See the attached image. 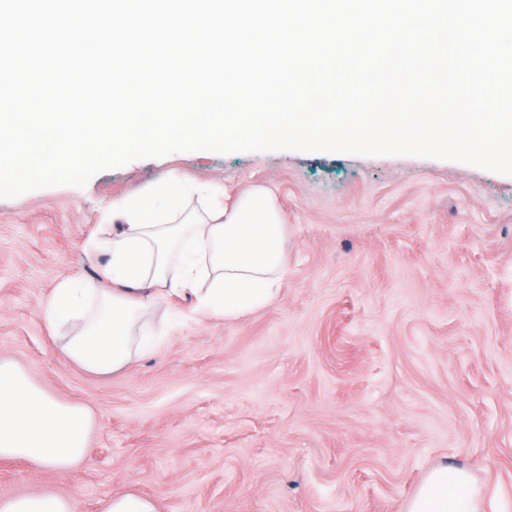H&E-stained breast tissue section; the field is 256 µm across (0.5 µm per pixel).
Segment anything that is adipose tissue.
Listing matches in <instances>:
<instances>
[{"instance_id": "1", "label": "adipose tissue", "mask_w": 512, "mask_h": 512, "mask_svg": "<svg viewBox=\"0 0 512 512\" xmlns=\"http://www.w3.org/2000/svg\"><path fill=\"white\" fill-rule=\"evenodd\" d=\"M202 210H187L190 196ZM118 232L105 240L109 260L99 282L81 278L55 288L42 313L67 325L61 353L86 371L117 372L155 346L141 319L168 293L195 296L198 312L234 318L273 300L286 265L283 223L271 195L257 188L226 204L210 185L180 181L151 197L112 207ZM92 420L80 405L45 394L17 364L0 359V458L68 471L88 451ZM480 491L465 470L431 469L405 512H481ZM0 512H75L72 499L36 491L0 499Z\"/></svg>"}]
</instances>
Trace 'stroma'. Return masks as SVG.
Returning <instances> with one entry per match:
<instances>
[{
    "label": "stroma",
    "mask_w": 512,
    "mask_h": 512,
    "mask_svg": "<svg viewBox=\"0 0 512 512\" xmlns=\"http://www.w3.org/2000/svg\"><path fill=\"white\" fill-rule=\"evenodd\" d=\"M264 187L283 217L275 298L235 319L163 299L158 346L98 376L58 354L42 310L97 280L112 202L172 178ZM0 358L86 407L66 474L0 458V498L38 489L101 512H403L435 465L467 470L485 512H512V176L416 156L175 152L86 186L0 199ZM103 512H158L156 503L148 497L121 494L110 497Z\"/></svg>",
    "instance_id": "obj_1"
}]
</instances>
